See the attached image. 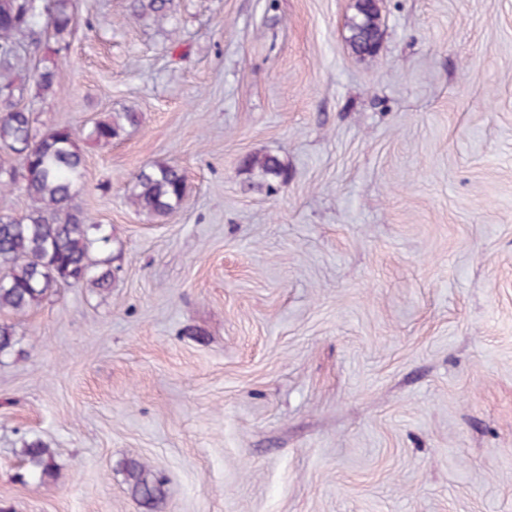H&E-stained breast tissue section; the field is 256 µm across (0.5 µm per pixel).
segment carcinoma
Masks as SVG:
<instances>
[{"label": "carcinoma", "mask_w": 512, "mask_h": 512, "mask_svg": "<svg viewBox=\"0 0 512 512\" xmlns=\"http://www.w3.org/2000/svg\"><path fill=\"white\" fill-rule=\"evenodd\" d=\"M173 0H135V15L163 21L172 13ZM76 0H0V151L21 154L16 171L0 162V191L19 188L31 201L19 216L0 214V314L24 315L65 285H84L105 294L111 291L112 238L102 224H88L77 198L85 177L83 153L68 127L36 131L31 112L21 106L29 92L45 95L62 75L61 69L36 65L26 79L16 70L20 51L36 54L46 34L55 53L67 49L73 31ZM348 23L347 42L360 58H373L381 36L380 11L355 5ZM139 122L131 110L115 112L98 122L88 138L101 146L119 139ZM256 186L286 182L287 170L274 155H250L243 160ZM187 194L184 171L167 163L142 167L131 179L128 196L136 209L155 219L176 212ZM20 340L15 326L0 321V357L17 353ZM31 477L45 483L55 477V456L41 440H25L19 448ZM131 496L147 509H155L166 496L164 483L136 459L124 463Z\"/></svg>", "instance_id": "cac0c4a2"}]
</instances>
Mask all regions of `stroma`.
<instances>
[{
  "label": "stroma",
  "mask_w": 512,
  "mask_h": 512,
  "mask_svg": "<svg viewBox=\"0 0 512 512\" xmlns=\"http://www.w3.org/2000/svg\"><path fill=\"white\" fill-rule=\"evenodd\" d=\"M78 0L63 73L26 98L85 155L108 297L65 287L0 359V512H512V0ZM138 126L85 137L112 113ZM286 182L253 188L248 155ZM182 168V207L127 200ZM56 455L25 478L23 440ZM173 0H135V15L139 18L150 16L154 21L168 19L172 13ZM356 1V13L348 23L349 36L346 38L352 52L360 58H373L379 49L381 36L380 11H369ZM139 122L137 112L125 110L115 112L112 119L106 122H98L88 132V138L101 146H108L112 141L119 139L127 132L128 127H134ZM243 167L250 178H258V182L253 183L258 188L264 184L271 186L273 182H286L287 170L277 156L270 154L250 155L243 160ZM184 171L167 163L142 167L131 179L128 196L139 212L164 219L176 212L187 194ZM125 482L131 496L146 510L155 509L166 496L164 483L136 459L124 463Z\"/></svg>",
  "instance_id": "1"
}]
</instances>
